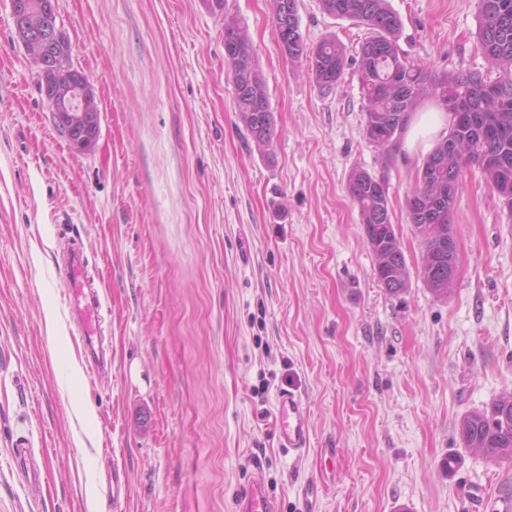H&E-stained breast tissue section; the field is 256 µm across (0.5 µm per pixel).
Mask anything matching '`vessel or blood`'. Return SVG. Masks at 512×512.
<instances>
[{
	"mask_svg": "<svg viewBox=\"0 0 512 512\" xmlns=\"http://www.w3.org/2000/svg\"><path fill=\"white\" fill-rule=\"evenodd\" d=\"M89 261L78 244H68L66 255L58 265L68 285L69 312L79 328L82 357L88 371L104 374L111 359L104 347L102 326L105 322L100 287L86 274ZM277 437L280 448L305 452L310 446V429L306 408L300 396L291 390L280 393L277 402ZM13 455L20 480L29 486L41 485L46 471L36 462L26 437H19L13 445ZM237 512H276L274 502L267 495L260 477H253L246 492L238 499Z\"/></svg>",
	"mask_w": 512,
	"mask_h": 512,
	"instance_id": "vessel-or-blood-1",
	"label": "vessel or blood"
}]
</instances>
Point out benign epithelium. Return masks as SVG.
Wrapping results in <instances>:
<instances>
[{
	"label": "benign epithelium",
	"mask_w": 512,
	"mask_h": 512,
	"mask_svg": "<svg viewBox=\"0 0 512 512\" xmlns=\"http://www.w3.org/2000/svg\"><path fill=\"white\" fill-rule=\"evenodd\" d=\"M11 14L18 41L27 49L39 46L35 55L42 72L57 67L65 35L57 14L56 0H12ZM44 98L71 145L79 151L91 150L97 141L99 114L91 109L93 90L84 74L72 70L66 88L44 90ZM439 248H448V275L457 270V247L453 230L436 227Z\"/></svg>",
	"instance_id": "benign-epithelium-1"
}]
</instances>
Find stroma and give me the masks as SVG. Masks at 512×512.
Wrapping results in <instances>:
<instances>
[{
	"mask_svg": "<svg viewBox=\"0 0 512 512\" xmlns=\"http://www.w3.org/2000/svg\"><path fill=\"white\" fill-rule=\"evenodd\" d=\"M389 3L409 61L496 76L477 47L478 0ZM227 9L266 79V151L238 120L224 17L207 0H57L100 112L81 152L0 0V512H88L92 490L100 512H235L257 475L276 512H512V461L458 433L466 413L512 392V210L463 171L458 268L434 298L406 208L433 145L368 143L354 65L366 27L298 0L306 45L336 35L349 60L324 92L283 54L271 0ZM355 169L387 181L410 273L400 295L376 278ZM68 236L105 283L107 379L86 373L68 324ZM286 389L307 410L300 456L276 440ZM20 436L49 461L37 493L13 471ZM116 468L128 493L114 505Z\"/></svg>",
	"mask_w": 512,
	"mask_h": 512,
	"instance_id": "1",
	"label": "stroma"
}]
</instances>
